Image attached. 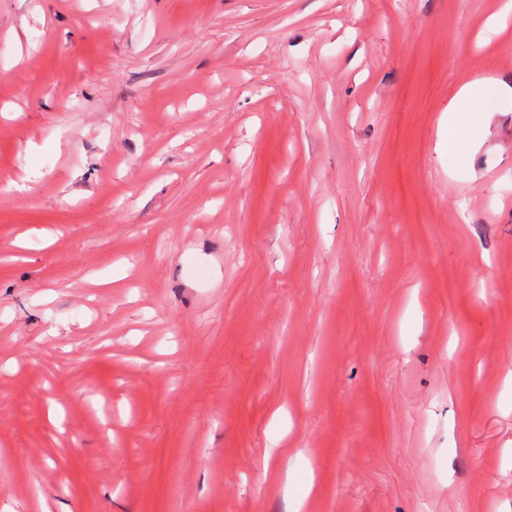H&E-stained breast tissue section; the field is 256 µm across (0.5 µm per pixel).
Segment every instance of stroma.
<instances>
[{
	"mask_svg": "<svg viewBox=\"0 0 512 512\" xmlns=\"http://www.w3.org/2000/svg\"><path fill=\"white\" fill-rule=\"evenodd\" d=\"M504 3L0 0V512H512ZM503 90L494 79L478 78L464 85L448 106V125L453 127L458 113L484 112L483 124L477 128L473 144H482L488 134V120L494 112L496 103Z\"/></svg>",
	"mask_w": 512,
	"mask_h": 512,
	"instance_id": "1",
	"label": "stroma"
}]
</instances>
